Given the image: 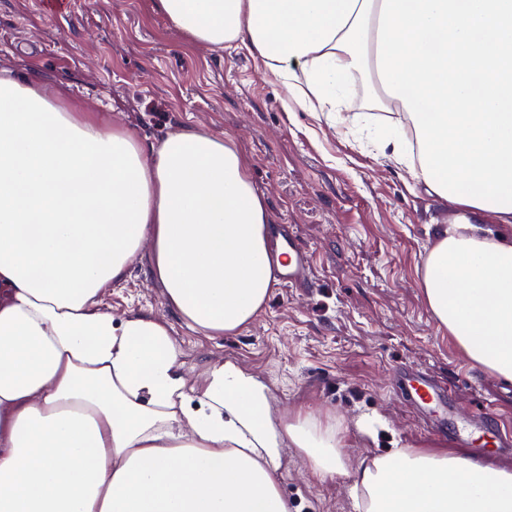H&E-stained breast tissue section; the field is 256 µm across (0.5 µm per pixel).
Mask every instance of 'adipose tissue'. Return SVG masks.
I'll list each match as a JSON object with an SVG mask.
<instances>
[{"label": "adipose tissue", "instance_id": "1", "mask_svg": "<svg viewBox=\"0 0 512 512\" xmlns=\"http://www.w3.org/2000/svg\"><path fill=\"white\" fill-rule=\"evenodd\" d=\"M192 42L246 48L287 109L332 112L374 74L406 123L376 131L474 221L433 229L425 303L476 366L512 381V0H155ZM237 143L187 125L144 145L69 90L0 71V512H293L281 450L348 475L360 512H512V470L464 449L393 448L348 468L331 419L273 409L226 361L196 385L151 314L100 296L147 254L185 325L236 333L278 263Z\"/></svg>", "mask_w": 512, "mask_h": 512}]
</instances>
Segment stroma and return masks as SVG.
Masks as SVG:
<instances>
[{
    "label": "stroma",
    "mask_w": 512,
    "mask_h": 512,
    "mask_svg": "<svg viewBox=\"0 0 512 512\" xmlns=\"http://www.w3.org/2000/svg\"><path fill=\"white\" fill-rule=\"evenodd\" d=\"M0 67L47 91L68 88L113 124L152 143L185 125L233 137L251 163L273 226L292 230L308 255L309 288L280 285L241 332L206 337L167 307L146 256L101 296L115 319L164 317L197 383L231 360L273 387L285 413L335 421L349 467L389 448L461 447V430L512 435V382L470 362L430 315L419 271L435 224L462 212L418 186L406 166L361 140L346 122L287 112L285 89L245 49L191 42L154 0H69L59 16L42 0H0ZM451 390L439 409L395 395L403 378ZM369 417L378 439L360 432ZM280 483L294 512H356L346 477L322 479L284 447Z\"/></svg>",
    "instance_id": "obj_1"
}]
</instances>
